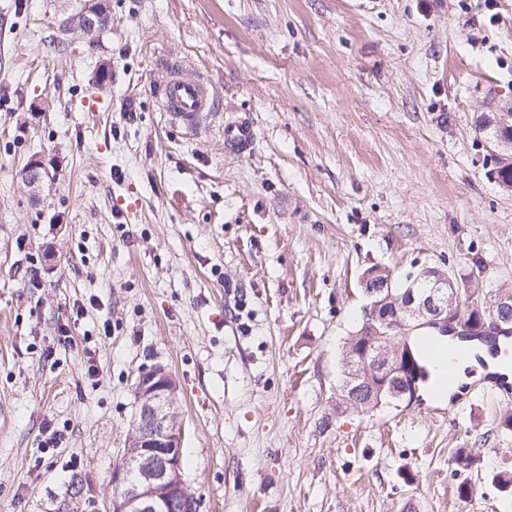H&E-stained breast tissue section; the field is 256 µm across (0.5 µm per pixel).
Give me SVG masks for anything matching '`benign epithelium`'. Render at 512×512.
Returning <instances> with one entry per match:
<instances>
[{"instance_id":"1","label":"benign epithelium","mask_w":512,"mask_h":512,"mask_svg":"<svg viewBox=\"0 0 512 512\" xmlns=\"http://www.w3.org/2000/svg\"><path fill=\"white\" fill-rule=\"evenodd\" d=\"M107 22L105 14L87 9L80 29L94 34ZM21 180L34 194L46 186L41 164L32 162ZM426 280L431 287L423 289ZM448 273L431 268L397 294L391 280H378L364 290L371 321L365 336L348 345L341 395L350 404L368 407L383 394L393 400L417 397L416 359L412 332L422 328L443 333L465 328L456 309L460 302ZM512 324V296L495 297L481 315L480 328L501 329ZM135 393L137 418L121 466L112 473V485L124 488L110 503L112 512H197V500L182 478L180 452L182 429L176 406L177 384L163 365L145 368L139 374Z\"/></svg>"}]
</instances>
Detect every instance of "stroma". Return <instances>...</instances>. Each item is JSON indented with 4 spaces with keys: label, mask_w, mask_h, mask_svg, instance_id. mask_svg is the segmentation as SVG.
I'll list each match as a JSON object with an SVG mask.
<instances>
[{
    "label": "stroma",
    "mask_w": 512,
    "mask_h": 512,
    "mask_svg": "<svg viewBox=\"0 0 512 512\" xmlns=\"http://www.w3.org/2000/svg\"><path fill=\"white\" fill-rule=\"evenodd\" d=\"M92 3L0 0V512H55L76 479L111 498L153 364L198 512H512V397L336 409L366 268L512 286L478 127L512 104V0H102L87 35ZM169 53L219 92L192 132L161 109ZM256 138L253 121L247 117H237L224 121V146L234 154L250 152Z\"/></svg>",
    "instance_id": "stroma-1"
}]
</instances>
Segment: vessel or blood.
<instances>
[{"label": "vessel or blood", "instance_id": "obj_1", "mask_svg": "<svg viewBox=\"0 0 512 512\" xmlns=\"http://www.w3.org/2000/svg\"><path fill=\"white\" fill-rule=\"evenodd\" d=\"M163 79L160 83L159 100L163 112L181 123L187 130L196 129L200 123L216 111L218 96L213 84L195 69L186 67L176 58L167 56L160 63ZM256 138L253 121L237 117L224 123V146L228 152H250ZM427 348L429 360L438 362L433 384L436 389L447 390L457 379L459 362L469 354L466 344L436 345L429 337L419 339Z\"/></svg>", "mask_w": 512, "mask_h": 512}]
</instances>
